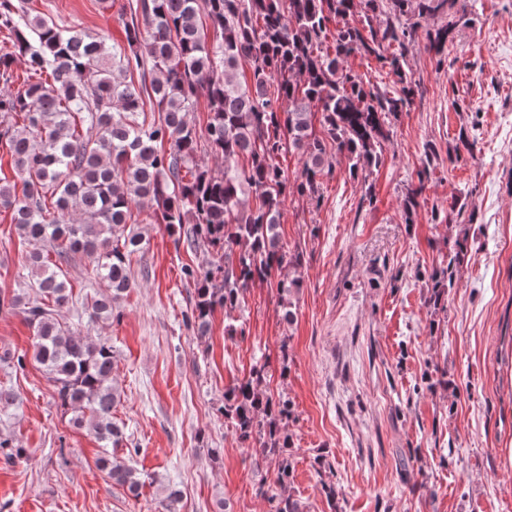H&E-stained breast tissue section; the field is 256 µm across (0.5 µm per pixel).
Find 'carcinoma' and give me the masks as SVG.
I'll return each instance as SVG.
<instances>
[{
  "label": "carcinoma",
  "mask_w": 512,
  "mask_h": 512,
  "mask_svg": "<svg viewBox=\"0 0 512 512\" xmlns=\"http://www.w3.org/2000/svg\"><path fill=\"white\" fill-rule=\"evenodd\" d=\"M455 2L128 0L126 43L109 45L31 14L25 0H0V35L25 59L20 76L13 53L0 54V150L16 176L0 178V210L11 212L21 238L43 246L27 257L20 292L0 299V308L23 315L32 359L53 381L73 427L100 444L98 466L114 485L136 496L144 479L115 455L130 442L112 416L121 400L112 346L60 318L72 301L63 267L78 254L93 259L98 291L84 308L92 323L111 321L133 287L130 258L142 249V237L128 228L137 223L133 208L146 205L177 243L203 250L201 263L183 268L194 283L186 323L200 343L216 310L238 308L247 288L284 267L281 319L292 323L302 262L280 245L282 205L294 192L318 195L338 154L355 177L379 164L390 117L414 96L404 69L411 29L420 19L450 16ZM358 7L361 20L353 23ZM380 17L385 24L374 26ZM206 24L216 33L211 42ZM456 26L450 20L430 36L439 64ZM393 44L397 51L384 55ZM352 56L387 64L399 89L382 90L347 70ZM244 63L252 68L249 84L238 79ZM202 95L203 138L193 119ZM148 109L159 118H140ZM284 149L301 159L292 179L277 162ZM203 151L221 165L201 164ZM466 253L463 231L448 266L429 275L433 308H443ZM265 384L264 368L253 369L224 391L219 411L240 442L259 443L285 485L292 410L288 400L265 394Z\"/></svg>",
  "instance_id": "cac0c4a2"
}]
</instances>
